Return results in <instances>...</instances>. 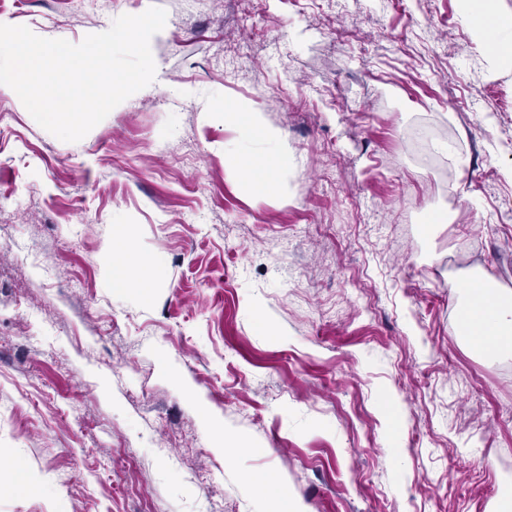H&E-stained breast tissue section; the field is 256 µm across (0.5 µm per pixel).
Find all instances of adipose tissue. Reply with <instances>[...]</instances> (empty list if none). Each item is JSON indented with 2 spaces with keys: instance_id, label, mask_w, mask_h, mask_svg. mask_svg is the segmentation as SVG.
I'll return each instance as SVG.
<instances>
[{
  "instance_id": "ef3b65f1",
  "label": "adipose tissue",
  "mask_w": 512,
  "mask_h": 512,
  "mask_svg": "<svg viewBox=\"0 0 512 512\" xmlns=\"http://www.w3.org/2000/svg\"><path fill=\"white\" fill-rule=\"evenodd\" d=\"M119 245L112 252V286L115 290H147L152 285V257L132 252L128 227L116 233ZM465 317L457 328L462 342L475 345L489 356L512 352V291L495 288L482 277L468 276L463 296Z\"/></svg>"
}]
</instances>
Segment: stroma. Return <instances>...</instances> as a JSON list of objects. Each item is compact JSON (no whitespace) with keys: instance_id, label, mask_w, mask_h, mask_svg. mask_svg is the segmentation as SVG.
<instances>
[{"instance_id":"35a3bbf8","label":"stroma","mask_w":512,"mask_h":512,"mask_svg":"<svg viewBox=\"0 0 512 512\" xmlns=\"http://www.w3.org/2000/svg\"><path fill=\"white\" fill-rule=\"evenodd\" d=\"M153 5L157 82L80 141L0 87V512H272L268 474L308 512H496L512 356L454 328L467 272L512 290V69L461 0H0V24L76 44ZM228 103L280 133L282 193L227 167L269 149ZM119 224L150 294L111 286Z\"/></svg>"}]
</instances>
